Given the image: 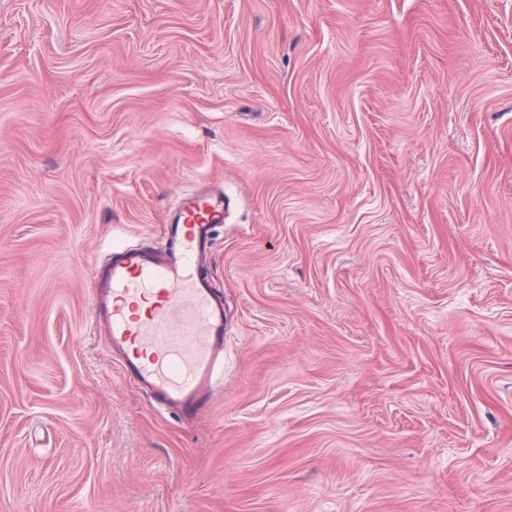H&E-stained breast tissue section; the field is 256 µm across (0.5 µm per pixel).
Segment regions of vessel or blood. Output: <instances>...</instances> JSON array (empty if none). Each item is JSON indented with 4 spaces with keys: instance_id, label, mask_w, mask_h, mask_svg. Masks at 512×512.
Wrapping results in <instances>:
<instances>
[{
    "instance_id": "b4317fda",
    "label": "vessel or blood",
    "mask_w": 512,
    "mask_h": 512,
    "mask_svg": "<svg viewBox=\"0 0 512 512\" xmlns=\"http://www.w3.org/2000/svg\"><path fill=\"white\" fill-rule=\"evenodd\" d=\"M228 204L221 192L187 195L168 219L165 251L115 245L94 274L92 312L122 376L182 419L210 405L224 366V303L198 265Z\"/></svg>"
}]
</instances>
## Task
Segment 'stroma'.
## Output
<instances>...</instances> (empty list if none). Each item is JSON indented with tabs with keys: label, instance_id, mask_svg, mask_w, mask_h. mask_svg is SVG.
<instances>
[{
	"label": "stroma",
	"instance_id": "1",
	"mask_svg": "<svg viewBox=\"0 0 512 512\" xmlns=\"http://www.w3.org/2000/svg\"><path fill=\"white\" fill-rule=\"evenodd\" d=\"M203 186L181 420L91 288ZM0 512H512V0H0Z\"/></svg>",
	"mask_w": 512,
	"mask_h": 512
}]
</instances>
